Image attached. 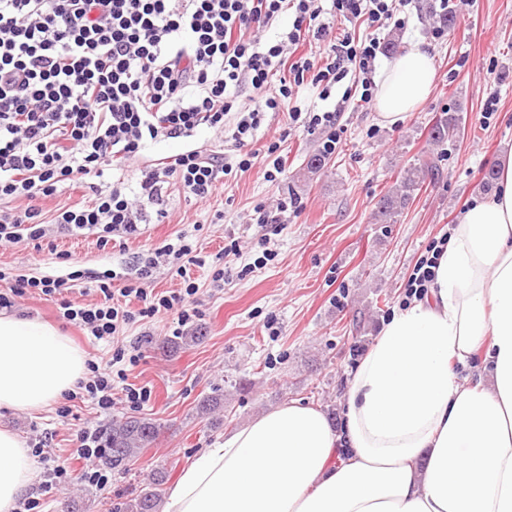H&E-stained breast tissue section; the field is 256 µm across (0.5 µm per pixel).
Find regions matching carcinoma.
<instances>
[{
    "label": "carcinoma",
    "instance_id": "carcinoma-1",
    "mask_svg": "<svg viewBox=\"0 0 512 512\" xmlns=\"http://www.w3.org/2000/svg\"><path fill=\"white\" fill-rule=\"evenodd\" d=\"M460 136L458 119L449 115L441 117L430 127L428 140L433 143L453 142ZM439 175L434 162H414L405 167L398 186L380 197L377 203L376 221L379 224H393L397 217L414 200L427 180ZM161 431V424L147 417H129L112 420V433L108 436V448L103 457L106 466L117 470H128L129 463L150 447ZM166 473L159 468L151 474L152 489L143 493L134 502L126 505L128 512H157L161 501L162 485Z\"/></svg>",
    "mask_w": 512,
    "mask_h": 512
}]
</instances>
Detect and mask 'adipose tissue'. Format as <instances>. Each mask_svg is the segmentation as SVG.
<instances>
[{
  "label": "adipose tissue",
  "mask_w": 512,
  "mask_h": 512,
  "mask_svg": "<svg viewBox=\"0 0 512 512\" xmlns=\"http://www.w3.org/2000/svg\"><path fill=\"white\" fill-rule=\"evenodd\" d=\"M419 41L375 80L379 122L402 124L432 94ZM495 193L448 229L434 280L394 311L351 373L343 425L291 401L198 451L162 512H512V151ZM477 380L454 367L477 350ZM87 355L36 318L0 313V407L35 412L75 391ZM33 481L30 451L0 428V512Z\"/></svg>",
  "instance_id": "adipose-tissue-1"
}]
</instances>
